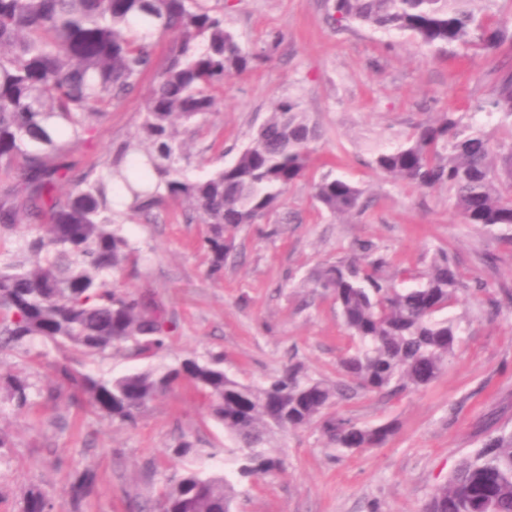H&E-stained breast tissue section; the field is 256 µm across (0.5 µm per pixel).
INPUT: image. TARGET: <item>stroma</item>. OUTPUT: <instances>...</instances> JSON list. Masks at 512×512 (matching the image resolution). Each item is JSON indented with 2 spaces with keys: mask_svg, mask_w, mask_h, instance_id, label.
Wrapping results in <instances>:
<instances>
[{
  "mask_svg": "<svg viewBox=\"0 0 512 512\" xmlns=\"http://www.w3.org/2000/svg\"><path fill=\"white\" fill-rule=\"evenodd\" d=\"M205 4L223 13L225 27L246 49H263L278 33L283 40L266 65L225 81L216 111L198 133H183L186 176L232 163L286 97L299 100L321 133L304 176L284 193L276 221L236 230L235 249L217 278L207 274L206 227L187 204L122 225L135 249L122 286L151 289L172 319L158 355L115 348L86 357L47 343L36 352H0V365L46 387L63 360L109 378L219 355L225 373L246 383H261L293 361L311 377L333 382L351 340L329 293L313 286L312 272L350 256L363 240L393 267L414 270L445 249L465 276L486 285L446 311L461 328L456 357L426 387L391 399L361 393L333 407L363 425L395 422L384 446L343 454L310 426L272 437L269 450L285 462L279 475L243 479L223 458L202 461L233 485V512H422L460 460L489 437L512 432V307H493L503 289L512 290V241L462 223L446 190L416 189L380 174L371 160L439 112L457 113L501 138L498 120L475 106L493 89L492 67L512 69V44L487 57L456 46L423 47L410 34L358 24L339 31L327 20L332 0ZM142 104L137 93L114 105L98 136L83 145L84 158L133 134ZM327 173L359 186L369 207L349 217L321 209L313 186ZM184 433L203 452L233 445L186 385L151 402L132 426L108 424L89 405L74 404L67 388L55 403L20 414L0 388V434L8 440L0 448V512H22L34 488L60 499L86 469L96 481L79 512H127L128 501L154 498L181 468L170 449Z\"/></svg>",
  "mask_w": 512,
  "mask_h": 512,
  "instance_id": "1",
  "label": "stroma"
}]
</instances>
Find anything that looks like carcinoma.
<instances>
[{"label": "carcinoma", "instance_id": "obj_1", "mask_svg": "<svg viewBox=\"0 0 512 512\" xmlns=\"http://www.w3.org/2000/svg\"><path fill=\"white\" fill-rule=\"evenodd\" d=\"M482 2L333 0L328 18L338 29L408 32L424 46L490 55L512 42V30L485 22ZM277 41L258 52L245 49L202 0H0V170L13 175L0 191V230L29 225L0 257V348L41 341L96 356L118 346L137 355L164 347L170 319L163 303L119 282L133 248L117 224L168 201H188L208 226L209 273H223L233 249L227 232L276 211L304 175L320 133L298 100L284 98L232 164L190 180L174 121L186 128L215 111L224 80L261 67ZM492 73L494 89L476 110L498 116L505 137L494 142L473 123L440 112L416 125L405 143L378 152L373 165L420 189H446L466 224L512 232V70L495 66ZM149 74L134 136L94 162L76 159L112 106L140 91ZM314 198L334 215L368 206L358 186L329 174L314 185ZM388 267L371 242L361 241L354 256L312 275L315 287L332 294L355 341L334 383L309 377L294 362L264 384H246L228 377L218 357L111 379L58 362L56 376L75 400L120 425L137 423L148 403L174 387L190 386L234 440L231 454L244 478L282 471L281 459L266 450L276 431L316 425L341 450L379 448L393 423L360 425L328 409L360 391L397 396L433 382L460 342L458 326L438 315L461 292L485 291L443 250L422 272ZM0 383L20 412L56 397L9 373L0 372ZM172 454L186 459L182 472L167 478L154 504L133 503L135 512H231L232 485L196 465L188 436ZM94 481L90 471L75 477L69 499L85 498ZM36 505L54 508L33 489L23 512ZM424 512H512V433L490 438L464 459Z\"/></svg>", "mask_w": 512, "mask_h": 512}]
</instances>
